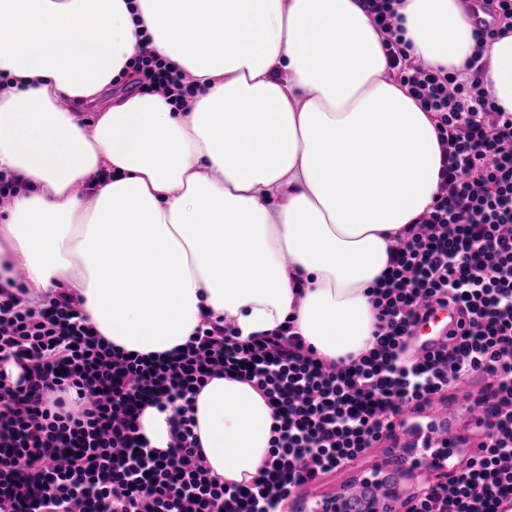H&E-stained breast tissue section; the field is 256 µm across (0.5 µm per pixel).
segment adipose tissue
I'll return each mask as SVG.
<instances>
[{"mask_svg": "<svg viewBox=\"0 0 512 512\" xmlns=\"http://www.w3.org/2000/svg\"><path fill=\"white\" fill-rule=\"evenodd\" d=\"M404 37L462 70L474 26L456 0H402ZM0 282L25 270L68 289L90 324L139 354L185 344L207 315L240 339L290 325L336 361L366 349L369 290L394 237L431 205V113L388 75L359 0H0ZM199 93L120 95L142 36ZM484 79L512 113V33ZM212 473L245 483L268 456L272 410L214 378L197 397ZM134 73V79L126 76L124 79H122L118 84H113L112 88L105 91L98 99L96 103H77L75 108L83 112L85 115L93 114L92 112H96L98 106H102L109 102L112 98V96H116L119 93H125V92H137L139 91V78L140 76Z\"/></svg>", "mask_w": 512, "mask_h": 512, "instance_id": "ef3b65f1", "label": "adipose tissue"}]
</instances>
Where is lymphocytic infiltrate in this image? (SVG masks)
Returning <instances> with one entry per match:
<instances>
[{
    "mask_svg": "<svg viewBox=\"0 0 512 512\" xmlns=\"http://www.w3.org/2000/svg\"><path fill=\"white\" fill-rule=\"evenodd\" d=\"M482 2L493 21L476 26L457 75L410 54L400 0H362L393 78L432 114L441 149L433 203L405 227L373 287L371 348L328 361L292 328L243 340L218 318L179 350L133 356L104 341L69 293L35 311L0 284V512H288L300 488L398 431L420 433L405 412L445 401L465 378L481 381L477 451L407 512H512V113L484 82L489 42L512 31V0ZM135 59L145 89L178 103L190 94L186 73L149 41ZM448 304L459 332L413 355L421 312ZM230 375L272 409L268 457L245 484L212 476L195 431L201 389ZM147 405L167 415L166 450L141 437Z\"/></svg>",
    "mask_w": 512,
    "mask_h": 512,
    "instance_id": "f902f5d3",
    "label": "lymphocytic infiltrate"
}]
</instances>
